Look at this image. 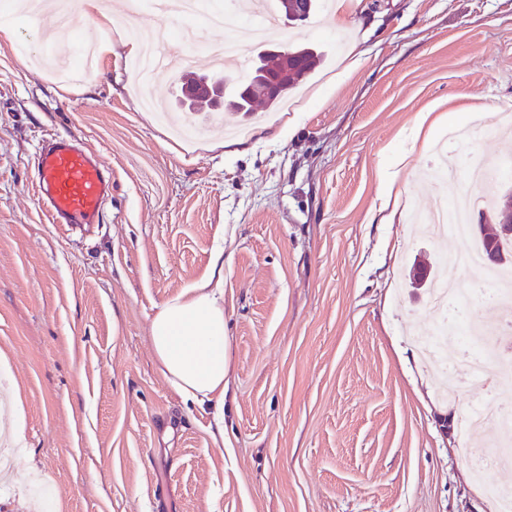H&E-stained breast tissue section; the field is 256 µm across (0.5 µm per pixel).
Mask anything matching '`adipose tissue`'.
<instances>
[{
    "instance_id": "ef3b65f1",
    "label": "adipose tissue",
    "mask_w": 512,
    "mask_h": 512,
    "mask_svg": "<svg viewBox=\"0 0 512 512\" xmlns=\"http://www.w3.org/2000/svg\"><path fill=\"white\" fill-rule=\"evenodd\" d=\"M151 344L170 387L186 400L211 403L216 417H223L231 348L223 258H216L208 278L162 304L151 322Z\"/></svg>"
}]
</instances>
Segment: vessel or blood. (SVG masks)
<instances>
[{"mask_svg":"<svg viewBox=\"0 0 512 512\" xmlns=\"http://www.w3.org/2000/svg\"><path fill=\"white\" fill-rule=\"evenodd\" d=\"M38 195L49 223L91 224L112 190V176L76 141L52 139L38 161Z\"/></svg>","mask_w":512,"mask_h":512,"instance_id":"b4317fda","label":"vessel or blood"}]
</instances>
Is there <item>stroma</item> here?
Masks as SVG:
<instances>
[{
  "label": "stroma",
  "instance_id": "1",
  "mask_svg": "<svg viewBox=\"0 0 512 512\" xmlns=\"http://www.w3.org/2000/svg\"><path fill=\"white\" fill-rule=\"evenodd\" d=\"M0 0V448L18 447L0 512H479L470 468L489 427L458 431L474 394L442 395L415 345L435 313L415 265L440 252L412 221L437 203L424 178L435 135L419 113L512 128V0H354L284 27L321 63L288 100L252 115L196 103L192 137L140 108L120 42L88 72L39 70L110 24L75 20L52 47ZM180 63L158 80L173 99L207 72L196 22L154 0H109ZM368 53L335 84L346 46ZM65 136L99 155L112 192L93 224L48 223L37 159ZM242 140L240 152L225 142ZM497 149L510 169L476 203L497 228L512 194V139L452 143L456 172ZM400 213L383 221L381 170ZM224 266L231 386L224 441L210 404L183 400L154 363L151 321L168 299Z\"/></svg>",
  "mask_w": 512,
  "mask_h": 512
}]
</instances>
